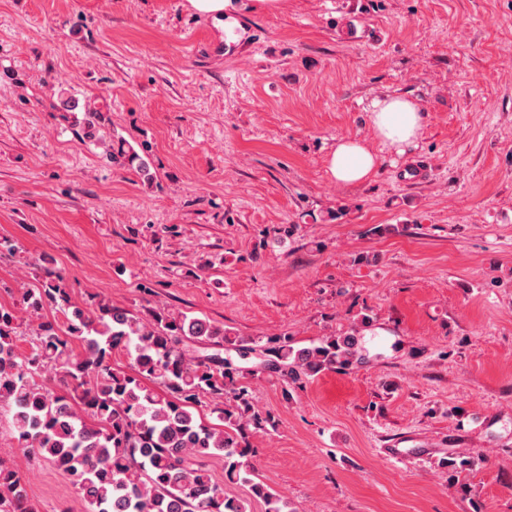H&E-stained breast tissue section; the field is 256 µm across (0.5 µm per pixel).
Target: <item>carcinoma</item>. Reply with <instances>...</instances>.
Returning <instances> with one entry per match:
<instances>
[{"label": "carcinoma", "mask_w": 512, "mask_h": 512, "mask_svg": "<svg viewBox=\"0 0 512 512\" xmlns=\"http://www.w3.org/2000/svg\"><path fill=\"white\" fill-rule=\"evenodd\" d=\"M38 288L22 294L35 318L34 353L18 350L20 323L0 306V407L12 411L14 437L71 480L84 512H248L224 496L208 469L224 458L230 482H248L267 512H288V501L251 479L248 429L266 419L255 410L242 379L263 372L297 382L364 360L356 337H329L296 349L286 336L267 339V359L248 367L218 353L194 356L183 347L227 344L240 359L256 351L204 319L159 309L144 319L98 300L71 302L63 277L45 270ZM53 305L63 321L44 316ZM82 351L75 352L72 343ZM126 351L129 370L112 368ZM60 391L36 382L47 366ZM209 401L219 423L204 422L196 407ZM0 512H35L17 471L0 461Z\"/></svg>", "instance_id": "obj_1"}]
</instances>
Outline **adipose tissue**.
I'll return each instance as SVG.
<instances>
[{
  "mask_svg": "<svg viewBox=\"0 0 512 512\" xmlns=\"http://www.w3.org/2000/svg\"><path fill=\"white\" fill-rule=\"evenodd\" d=\"M370 121L381 144L401 154L415 144L422 126V115L410 99L385 96L374 100ZM380 163V156L358 137L339 140L327 160L332 178L346 185L369 181Z\"/></svg>",
  "mask_w": 512,
  "mask_h": 512,
  "instance_id": "ef3b65f1",
  "label": "adipose tissue"
}]
</instances>
